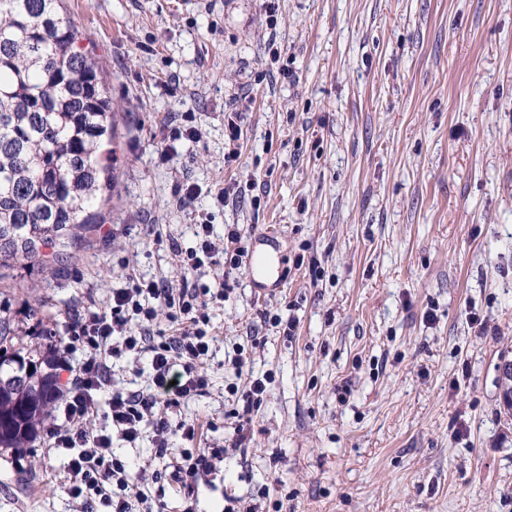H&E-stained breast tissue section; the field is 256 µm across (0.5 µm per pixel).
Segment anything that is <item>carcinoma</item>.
Segmentation results:
<instances>
[{
  "instance_id": "cac0c4a2",
  "label": "carcinoma",
  "mask_w": 512,
  "mask_h": 512,
  "mask_svg": "<svg viewBox=\"0 0 512 512\" xmlns=\"http://www.w3.org/2000/svg\"><path fill=\"white\" fill-rule=\"evenodd\" d=\"M60 0H0V269L45 268L86 244L88 214L112 189L100 164L115 113L93 55ZM0 306V448H26L62 391L40 346L14 348Z\"/></svg>"
}]
</instances>
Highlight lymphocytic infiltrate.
<instances>
[{"label": "lymphocytic infiltrate", "instance_id": "f902f5d3", "mask_svg": "<svg viewBox=\"0 0 512 512\" xmlns=\"http://www.w3.org/2000/svg\"><path fill=\"white\" fill-rule=\"evenodd\" d=\"M212 234L209 220L201 219L195 226V247L186 251L174 247L186 286L169 288L127 276L104 308L78 315L68 340L59 344L56 368L68 375L63 420L47 426L45 434L51 448L70 453L67 490L79 512H152L126 460L114 452L113 437L133 445L144 430H151L156 457L169 459L172 477L187 497L217 474L228 452L244 453L249 448L251 423L264 401L268 376L249 380L241 395L242 407L230 413L232 424L224 445L196 447L199 425L179 417L187 400L209 392L210 378L204 370L212 342L207 309L222 302L227 291L223 283L200 288L190 279L205 265L230 272L240 269L248 254L235 226L225 229L223 245H216ZM161 305L167 308L176 335L153 331ZM145 354L151 359L147 390L111 386L110 360H135ZM104 392L109 395L106 417L112 429L95 433L87 422ZM175 435L181 436L184 447H172Z\"/></svg>", "mask_w": 512, "mask_h": 512}]
</instances>
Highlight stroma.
Instances as JSON below:
<instances>
[{
    "instance_id": "1",
    "label": "stroma",
    "mask_w": 512,
    "mask_h": 512,
    "mask_svg": "<svg viewBox=\"0 0 512 512\" xmlns=\"http://www.w3.org/2000/svg\"><path fill=\"white\" fill-rule=\"evenodd\" d=\"M262 3L62 0L119 106L115 187L91 242L15 269L0 304L30 345L37 315L67 335L124 274L180 287L171 246H194L199 215L219 241L228 224L249 243L273 232L281 292L257 296L244 270L201 278L231 288L208 310L212 389L182 410L202 446L223 443L234 389L270 381L250 448L225 455L194 512L231 497L262 512H512L497 385L512 356V0H275L273 28ZM246 92L228 166L224 115ZM187 120L197 138L171 140ZM236 180L256 181L259 203L219 205ZM186 184L200 194L181 205ZM264 311L295 317V335ZM114 448L151 473V505H180L150 440ZM68 460L42 433L1 450L0 512H74Z\"/></svg>"
}]
</instances>
